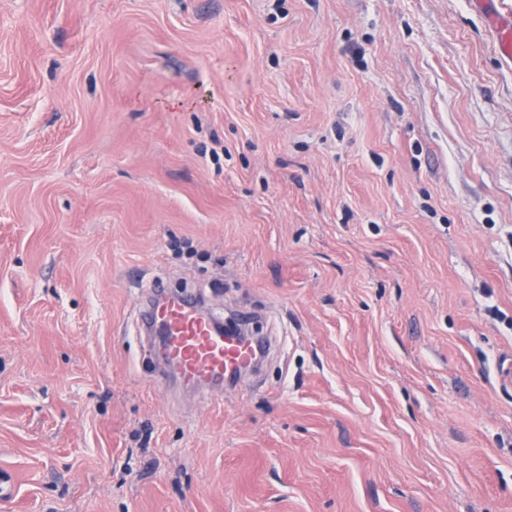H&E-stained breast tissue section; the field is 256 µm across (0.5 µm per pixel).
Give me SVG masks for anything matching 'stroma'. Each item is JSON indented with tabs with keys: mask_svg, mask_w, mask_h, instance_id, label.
Wrapping results in <instances>:
<instances>
[{
	"mask_svg": "<svg viewBox=\"0 0 512 512\" xmlns=\"http://www.w3.org/2000/svg\"><path fill=\"white\" fill-rule=\"evenodd\" d=\"M155 281L263 382L150 384ZM508 359L469 0H0V512H512Z\"/></svg>",
	"mask_w": 512,
	"mask_h": 512,
	"instance_id": "stroma-1",
	"label": "stroma"
}]
</instances>
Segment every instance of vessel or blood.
<instances>
[{
	"mask_svg": "<svg viewBox=\"0 0 512 512\" xmlns=\"http://www.w3.org/2000/svg\"><path fill=\"white\" fill-rule=\"evenodd\" d=\"M470 4L495 32L499 54L512 61V14L503 12L498 0H470ZM213 324L212 316L190 295L150 305L139 317L137 328L145 335L157 326L165 330L159 381L173 379L197 390L233 383L251 359L269 349L265 339L244 341L219 334Z\"/></svg>",
	"mask_w": 512,
	"mask_h": 512,
	"instance_id": "obj_1",
	"label": "vessel or blood"
}]
</instances>
